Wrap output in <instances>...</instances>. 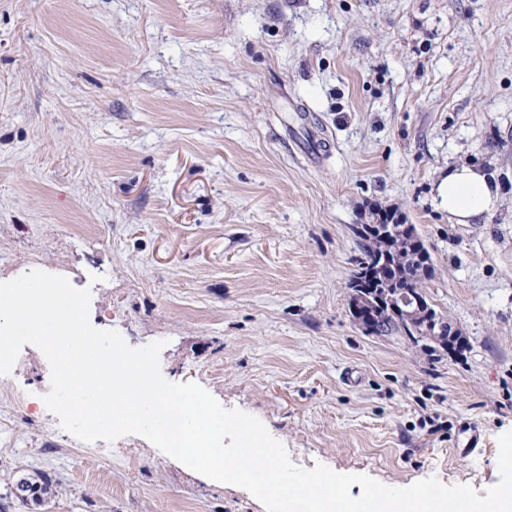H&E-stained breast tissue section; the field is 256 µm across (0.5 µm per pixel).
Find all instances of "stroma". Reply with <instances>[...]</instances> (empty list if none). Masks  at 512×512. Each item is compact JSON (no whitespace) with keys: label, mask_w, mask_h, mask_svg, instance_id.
<instances>
[{"label":"stroma","mask_w":512,"mask_h":512,"mask_svg":"<svg viewBox=\"0 0 512 512\" xmlns=\"http://www.w3.org/2000/svg\"><path fill=\"white\" fill-rule=\"evenodd\" d=\"M461 163L498 189L478 224L438 191ZM376 210L463 348L354 323ZM33 270L297 467L484 492L512 430V0H0V281ZM50 388L32 345L0 375L6 512H266L142 436L78 440ZM381 248L380 241L377 239V236H369L368 239H360L359 242V255L354 259L355 267L353 269V275H357L358 273H364V279L367 280V276L369 275L372 266H374V261L372 260L375 253ZM367 284L369 280L366 281Z\"/></svg>","instance_id":"1"}]
</instances>
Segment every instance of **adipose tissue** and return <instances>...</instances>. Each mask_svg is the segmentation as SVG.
Wrapping results in <instances>:
<instances>
[{
  "mask_svg": "<svg viewBox=\"0 0 512 512\" xmlns=\"http://www.w3.org/2000/svg\"><path fill=\"white\" fill-rule=\"evenodd\" d=\"M439 191L454 223L473 224L498 201L494 184L480 169L460 165L449 169Z\"/></svg>",
  "mask_w": 512,
  "mask_h": 512,
  "instance_id": "1",
  "label": "adipose tissue"
}]
</instances>
